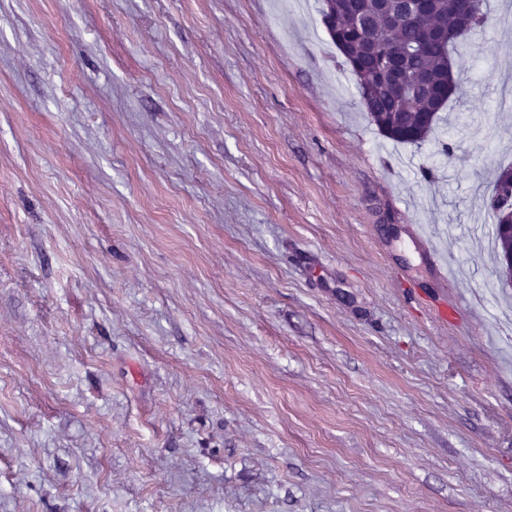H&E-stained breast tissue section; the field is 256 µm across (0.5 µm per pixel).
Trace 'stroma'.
Wrapping results in <instances>:
<instances>
[{"label": "stroma", "instance_id": "35a3bbf8", "mask_svg": "<svg viewBox=\"0 0 512 512\" xmlns=\"http://www.w3.org/2000/svg\"><path fill=\"white\" fill-rule=\"evenodd\" d=\"M342 62L320 0H0V512H512V0L450 152ZM511 195H512V173L511 170L502 174L501 176V185L499 193L496 194L493 198V210L492 213L495 217V213L497 216L501 218V224H498V220L496 219V226L499 228L501 225L502 229H507L508 234L511 237V247L502 251L501 254V265L504 272V278H502V282L506 286H511V278H512V207H511ZM508 201L507 203L505 201ZM507 205V206H505ZM501 212V214H500Z\"/></svg>", "mask_w": 512, "mask_h": 512}]
</instances>
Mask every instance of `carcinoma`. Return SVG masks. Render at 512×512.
Here are the masks:
<instances>
[{
	"mask_svg": "<svg viewBox=\"0 0 512 512\" xmlns=\"http://www.w3.org/2000/svg\"><path fill=\"white\" fill-rule=\"evenodd\" d=\"M456 0H435L432 15L420 19L415 24L397 25L392 15L382 9L381 0H361V17L367 29L380 35L385 46L403 56L408 79L417 88L413 97H406L397 90L367 89L363 80L364 73L374 67L373 58L364 48L350 47L349 52L358 53L362 69L353 71L360 94L361 105L367 111L370 122L380 134L399 144L418 145L425 142L435 131L440 121L439 112L447 100L437 101L425 94L430 84H448L450 94L459 89V79L455 77L451 51L459 55L467 52L468 41L460 37L453 27H448V38L440 41L431 39L419 53L410 52L412 42L427 35L431 26L439 21L451 19ZM322 22L330 26L335 21L341 26L354 25L357 18L329 6L321 10Z\"/></svg>",
	"mask_w": 512,
	"mask_h": 512,
	"instance_id": "cac0c4a2",
	"label": "carcinoma"
}]
</instances>
